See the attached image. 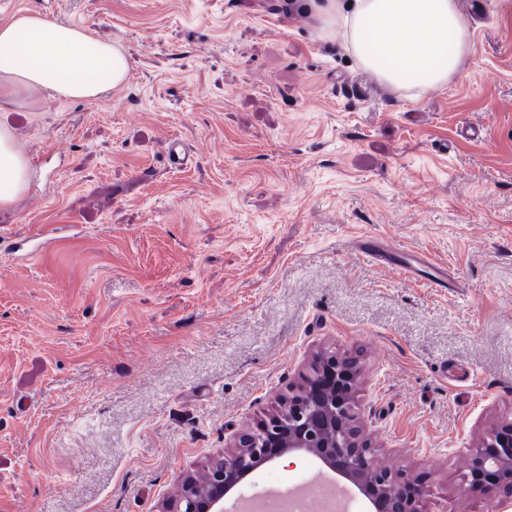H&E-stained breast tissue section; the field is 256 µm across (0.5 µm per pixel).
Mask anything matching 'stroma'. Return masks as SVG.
<instances>
[{"label": "stroma", "mask_w": 512, "mask_h": 512, "mask_svg": "<svg viewBox=\"0 0 512 512\" xmlns=\"http://www.w3.org/2000/svg\"><path fill=\"white\" fill-rule=\"evenodd\" d=\"M459 2L472 51L413 97L312 0H0L130 62L98 100L0 101L29 160L0 205V512H159L324 350L359 359L364 433L427 512H487L462 474L512 420V9ZM359 243L369 252L376 260L383 264H394L399 266L405 273L414 274L416 268L426 267L432 264V260L427 256H415L411 262L398 264L395 262L396 253L388 248L381 246L377 239L372 236H363L359 239Z\"/></svg>", "instance_id": "35a3bbf8"}]
</instances>
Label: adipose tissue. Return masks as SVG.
<instances>
[{
	"label": "adipose tissue",
	"mask_w": 512,
	"mask_h": 512,
	"mask_svg": "<svg viewBox=\"0 0 512 512\" xmlns=\"http://www.w3.org/2000/svg\"><path fill=\"white\" fill-rule=\"evenodd\" d=\"M320 32L342 38L360 66L383 82L426 92L447 84L472 50L457 0H323ZM129 61L86 29L29 13L0 24V99L18 88L90 100L124 81ZM28 160L0 128V204L26 184Z\"/></svg>",
	"instance_id": "ef3b65f1"
}]
</instances>
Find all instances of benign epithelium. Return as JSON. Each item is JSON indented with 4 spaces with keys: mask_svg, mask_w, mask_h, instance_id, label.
I'll list each match as a JSON object with an SVG mask.
<instances>
[{
    "mask_svg": "<svg viewBox=\"0 0 512 512\" xmlns=\"http://www.w3.org/2000/svg\"><path fill=\"white\" fill-rule=\"evenodd\" d=\"M310 371L311 386L280 400L276 413L213 463L205 489L192 478L185 480L168 512H224L227 478L241 482L261 464L303 453L353 483L378 512H421L420 501L407 498L401 473L369 465L371 448L361 441L355 412L358 361L323 352ZM463 480L467 498L489 503L495 512L512 507V420L500 423L469 450Z\"/></svg>",
    "mask_w": 512,
    "mask_h": 512,
    "instance_id": "obj_1",
    "label": "benign epithelium"
}]
</instances>
